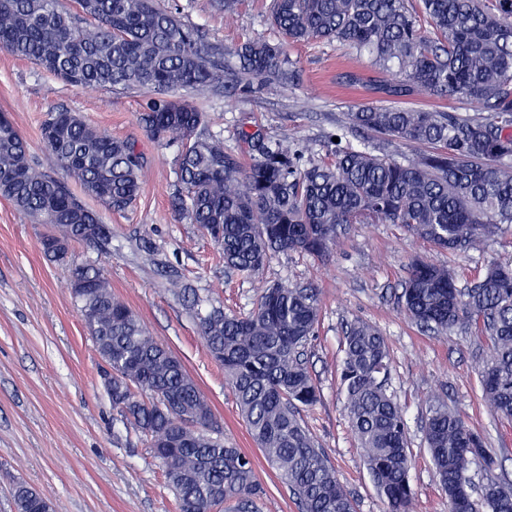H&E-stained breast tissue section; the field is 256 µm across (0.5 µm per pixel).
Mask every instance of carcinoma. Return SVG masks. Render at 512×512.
<instances>
[{"instance_id": "cac0c4a2", "label": "carcinoma", "mask_w": 512, "mask_h": 512, "mask_svg": "<svg viewBox=\"0 0 512 512\" xmlns=\"http://www.w3.org/2000/svg\"><path fill=\"white\" fill-rule=\"evenodd\" d=\"M0 0V50L66 83L148 93L140 120L163 145L176 144L179 190L172 206L220 249L224 267L256 279L280 254L330 257L351 224H401L450 254L478 250L512 230V0H270L268 20L283 38H248L229 53L179 8L154 0ZM322 40L366 52L378 88L393 98H465L478 112L363 106L348 133H376L409 146L396 156L335 143L326 154L261 129L239 132L234 153L200 130L195 94H280L295 62L285 42ZM55 169L110 211L137 200L147 162L135 142L114 139L66 109L41 125ZM68 183L41 168L0 115V197L49 226L44 255L63 260L73 243L106 250L112 230ZM75 301L110 383L112 408L145 438L165 469L179 512H258L253 460L224 445L223 430L181 360L112 294L101 270L72 271ZM400 309L436 336L483 338L477 359L482 399L512 421V266L490 263L469 288L449 266L407 265ZM320 317L311 285L265 283L246 316L213 306L200 332L224 369L249 433L300 512H355V504L306 426L301 411L320 400L306 347ZM341 384L350 428L385 512H410L405 411L387 392L390 356L382 331L355 319L341 342ZM424 439L448 512H512V483L499 455L442 401L429 405ZM484 477L473 482L472 467ZM17 512H55L45 493L18 483Z\"/></svg>"}]
</instances>
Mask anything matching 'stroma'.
I'll return each mask as SVG.
<instances>
[{"label": "stroma", "mask_w": 512, "mask_h": 512, "mask_svg": "<svg viewBox=\"0 0 512 512\" xmlns=\"http://www.w3.org/2000/svg\"><path fill=\"white\" fill-rule=\"evenodd\" d=\"M268 2L238 0L233 12L224 13L212 0H157L165 9L179 4L186 23L203 28L227 49L250 36L274 38ZM288 53L299 75L282 95L194 96L205 114L204 130L222 134L225 146L235 150L242 147L240 128L254 126L316 144L323 133L346 125L348 112L358 105L385 103V95L369 85L368 55L334 42H298ZM145 100L140 90L67 85L0 50V113L13 122L34 158L47 159L40 136L47 113L66 108L103 133L135 140L147 160L134 205L102 213L112 228L108 252L75 244L64 261L49 262L40 245L47 226L0 199V512H15L11 489L18 481L50 496L56 512H178L159 462L113 410L103 388L100 358L71 290L72 268L86 264L100 268L113 294L183 361L222 425L225 442L254 458L255 479L264 490L261 512H299L254 443L224 371L200 335L199 316L211 302H222L228 312H249L257 285L226 270L218 247L173 210L177 149L155 142L142 128ZM414 257L451 266L464 286L481 277L489 261L512 263V233L485 250L451 255L396 224H353L329 260L282 255L263 273L265 281L310 284L320 292L321 319L307 354L322 398L301 416L357 512H384L385 506L343 408L341 341L346 323L355 319L376 324L387 338L392 364L386 386L404 407L409 427L412 512H448V497L423 440L431 398L458 409L512 472V422L484 407L475 371L485 340L422 333L396 304ZM178 281L198 288L201 306L192 307L175 291Z\"/></svg>", "instance_id": "35a3bbf8"}]
</instances>
